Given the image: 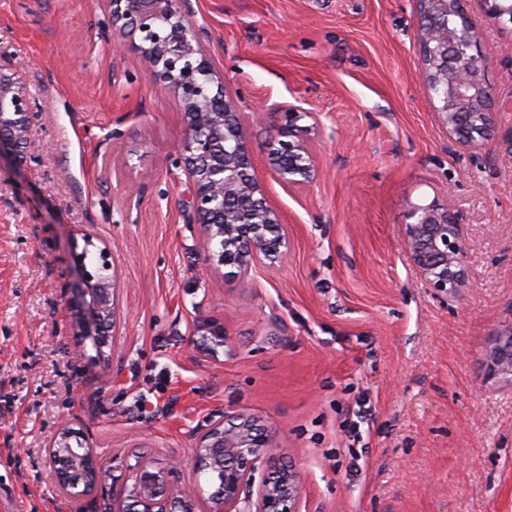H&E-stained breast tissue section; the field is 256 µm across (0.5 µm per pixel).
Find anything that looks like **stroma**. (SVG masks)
Instances as JSON below:
<instances>
[{
	"instance_id": "obj_1",
	"label": "stroma",
	"mask_w": 512,
	"mask_h": 512,
	"mask_svg": "<svg viewBox=\"0 0 512 512\" xmlns=\"http://www.w3.org/2000/svg\"><path fill=\"white\" fill-rule=\"evenodd\" d=\"M191 6L290 237L285 262L233 278L204 262L171 164L184 114L137 51L113 54L105 0H0V57L41 107L30 165H0V512H77L44 453L65 425L100 455L97 512L139 457L179 459L205 512L194 453L234 413L273 432L306 512H512V375L486 372L512 322V29L462 0L494 94V130L468 149L431 107L420 0ZM288 104L331 131L294 196L266 168ZM434 200L467 244L442 299L399 234L408 203ZM85 234L114 282L101 359L69 305Z\"/></svg>"
}]
</instances>
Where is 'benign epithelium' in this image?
Listing matches in <instances>:
<instances>
[{
  "label": "benign epithelium",
  "instance_id": "obj_1",
  "mask_svg": "<svg viewBox=\"0 0 512 512\" xmlns=\"http://www.w3.org/2000/svg\"><path fill=\"white\" fill-rule=\"evenodd\" d=\"M487 13L512 25V0H480ZM431 24L421 28V54L426 78L441 88L433 107L448 135L474 148L475 135L490 136L492 92L484 68L463 64L479 31L450 10L448 0H422ZM112 23L123 22L135 39L145 68L167 83L186 118V131L173 165L187 177L193 223L200 226L203 259L226 267L235 277L267 262L288 256V225L269 200L265 184L254 174L246 127L224 78L209 59L200 33L191 21L190 0H107ZM283 139L269 152L266 166L290 195L310 186L320 174L313 140L323 135L314 112L290 106L283 113ZM39 107L23 69L13 62L0 67V159L15 170L28 166L31 132ZM310 119L311 124L300 121ZM409 222L400 225L402 242L421 281L436 297L463 287L466 243L460 224L448 205L432 201L408 204ZM81 252H72L82 287L69 303L76 307L75 335L92 337L98 354L107 346L105 323L113 318V280L106 250L90 271L86 258L92 240L83 238ZM491 375L512 374V325L496 334L486 365ZM275 448L269 431L251 414L224 415L210 423L195 451L193 472L205 473L219 490L209 497L205 512H242L244 489L257 484L249 512H302L301 479L292 466H274ZM63 491L77 500L79 512H97L96 492L103 474L97 449L69 427L58 432L46 450ZM270 471L256 476L260 464ZM175 458L164 462L138 461L129 467L131 483L114 500L112 512H196L172 477Z\"/></svg>",
  "mask_w": 512,
  "mask_h": 512
}]
</instances>
